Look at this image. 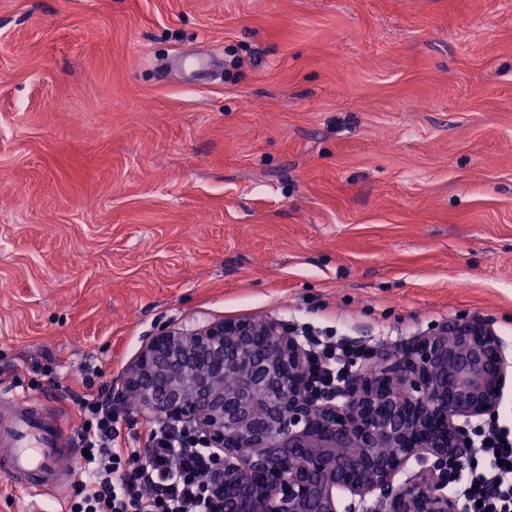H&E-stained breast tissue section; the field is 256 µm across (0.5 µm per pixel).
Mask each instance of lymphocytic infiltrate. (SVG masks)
Masks as SVG:
<instances>
[{"label":"lymphocytic infiltrate","instance_id":"f902f5d3","mask_svg":"<svg viewBox=\"0 0 512 512\" xmlns=\"http://www.w3.org/2000/svg\"><path fill=\"white\" fill-rule=\"evenodd\" d=\"M309 377L323 390L348 385L366 349L343 338L304 330ZM96 367L83 366V396L76 401L84 423L67 512H210L205 487L215 449L194 441L184 428L155 425L142 447L122 436L112 402ZM460 512H512V424L476 429L470 452L448 483Z\"/></svg>","mask_w":512,"mask_h":512}]
</instances>
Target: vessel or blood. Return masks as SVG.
<instances>
[{
  "label": "vessel or blood",
  "mask_w": 512,
  "mask_h": 512,
  "mask_svg": "<svg viewBox=\"0 0 512 512\" xmlns=\"http://www.w3.org/2000/svg\"><path fill=\"white\" fill-rule=\"evenodd\" d=\"M77 452V437L57 410L0 387V475L28 495L30 512L72 482Z\"/></svg>",
  "instance_id": "1"
}]
</instances>
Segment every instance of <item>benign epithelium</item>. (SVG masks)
Masks as SVG:
<instances>
[{
	"label": "benign epithelium",
	"mask_w": 512,
	"mask_h": 512,
	"mask_svg": "<svg viewBox=\"0 0 512 512\" xmlns=\"http://www.w3.org/2000/svg\"><path fill=\"white\" fill-rule=\"evenodd\" d=\"M383 362L325 396L283 323L221 318L150 337L111 381L112 398L218 450L211 512H353L339 491L361 503L378 495L370 512H457L448 480L471 446V419L502 402L512 366L502 342L459 317ZM411 459L420 468L395 483Z\"/></svg>",
	"instance_id": "obj_1"
}]
</instances>
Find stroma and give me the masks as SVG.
<instances>
[{
    "mask_svg": "<svg viewBox=\"0 0 512 512\" xmlns=\"http://www.w3.org/2000/svg\"><path fill=\"white\" fill-rule=\"evenodd\" d=\"M461 316L512 360V0H0V383L77 431L165 326Z\"/></svg>",
    "mask_w": 512,
    "mask_h": 512,
    "instance_id": "1",
    "label": "stroma"
}]
</instances>
